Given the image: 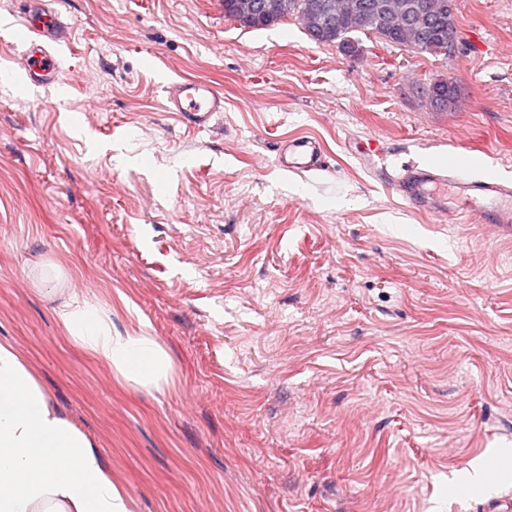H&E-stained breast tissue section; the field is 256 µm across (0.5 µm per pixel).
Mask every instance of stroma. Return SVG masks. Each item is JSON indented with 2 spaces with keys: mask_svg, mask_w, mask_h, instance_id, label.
Listing matches in <instances>:
<instances>
[{
  "mask_svg": "<svg viewBox=\"0 0 512 512\" xmlns=\"http://www.w3.org/2000/svg\"><path fill=\"white\" fill-rule=\"evenodd\" d=\"M448 54L224 0H56L58 84L26 86L0 0V343L95 439L135 512H483L457 481L512 459V237L423 214L431 158L512 181V0H455ZM452 77L455 108L418 85ZM205 81L204 128L165 88ZM304 136L325 164L290 169ZM102 306L172 369L144 388L72 343Z\"/></svg>",
  "mask_w": 512,
  "mask_h": 512,
  "instance_id": "1",
  "label": "stroma"
}]
</instances>
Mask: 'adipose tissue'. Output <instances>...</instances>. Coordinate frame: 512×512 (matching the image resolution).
Returning a JSON list of instances; mask_svg holds the SVG:
<instances>
[{"label": "adipose tissue", "instance_id": "obj_1", "mask_svg": "<svg viewBox=\"0 0 512 512\" xmlns=\"http://www.w3.org/2000/svg\"><path fill=\"white\" fill-rule=\"evenodd\" d=\"M58 316L69 339L142 387L166 381L155 337L113 332L104 309L71 299ZM93 437L53 405L27 362L0 344V512H132Z\"/></svg>", "mask_w": 512, "mask_h": 512}]
</instances>
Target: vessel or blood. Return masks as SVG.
<instances>
[{
  "label": "vessel or blood",
  "mask_w": 512,
  "mask_h": 512,
  "mask_svg": "<svg viewBox=\"0 0 512 512\" xmlns=\"http://www.w3.org/2000/svg\"><path fill=\"white\" fill-rule=\"evenodd\" d=\"M65 26L57 13L38 7L16 29V38L24 48L25 73L29 82L48 85L57 79V65L48 51V45L62 40ZM170 111L180 113L199 127L206 126L214 113L223 111L224 97L213 85L188 80L170 86L167 90ZM290 168L309 171L319 166L321 157L314 143L307 138L288 142ZM395 191L405 200L426 211H442L449 194L468 204L473 219L479 223L494 224L503 232L512 234V184L502 180L496 172H487L481 179L469 181L446 171L437 160L401 170L392 180Z\"/></svg>",
  "instance_id": "b4317fda"
}]
</instances>
